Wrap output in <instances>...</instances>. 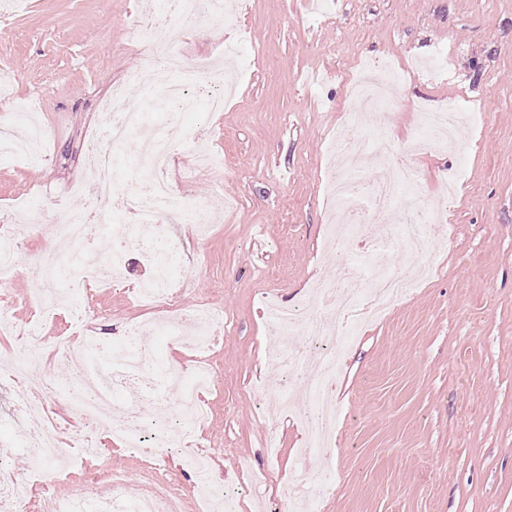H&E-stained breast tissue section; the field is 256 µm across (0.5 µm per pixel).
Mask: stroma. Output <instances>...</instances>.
<instances>
[{"instance_id":"obj_1","label":"stroma","mask_w":512,"mask_h":512,"mask_svg":"<svg viewBox=\"0 0 512 512\" xmlns=\"http://www.w3.org/2000/svg\"><path fill=\"white\" fill-rule=\"evenodd\" d=\"M226 17L180 28L175 42L132 40L147 0H0V72L13 80L0 94V131L26 106L51 141L42 164L0 159V236L18 240L15 268L0 275V313L15 326L35 318L41 281L40 234L19 208L41 199L48 223L91 204L96 185L84 158L99 107L114 86L127 100L160 98L164 73L186 79L194 107L173 130L169 176L185 196L207 200L217 220L207 235L176 225L185 305L210 301L224 332L207 359L215 386L212 415L196 431L214 483L240 493L253 512H285L283 482L305 447L308 408L280 411L270 399L287 380L267 358L262 293L269 275L285 306L303 303L338 263L397 270L398 251L331 247L322 182L324 149L346 122L345 78L367 62L393 57L403 80L397 106L366 116L404 150L418 135L416 107L454 103L467 114L455 148L411 155L418 194L448 202L447 221L430 226L437 274L382 321L354 336L336 385V447L310 461L330 476L332 495L312 512H512V0H226ZM240 46V81L223 111L209 112V91L192 81L200 61L222 62L225 43ZM442 57L443 80L418 76ZM138 71L141 84L127 83ZM201 133L222 168L188 176L187 137ZM123 285L106 287L107 268L91 272L81 302L106 342L123 338L152 312L130 296L150 277L141 251L127 254ZM62 424L72 462L46 463L30 487L107 498L113 473L140 494L172 479L181 512H197L196 474L179 447L164 463L134 456L104 438L62 403L48 402ZM37 419L0 420V462L28 471L20 434ZM90 437L105 455L85 460L72 440Z\"/></svg>"}]
</instances>
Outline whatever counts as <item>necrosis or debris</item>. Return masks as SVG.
I'll use <instances>...</instances> for the list:
<instances>
[{
    "label": "necrosis or debris",
    "instance_id": "4bbe7bcc",
    "mask_svg": "<svg viewBox=\"0 0 512 512\" xmlns=\"http://www.w3.org/2000/svg\"><path fill=\"white\" fill-rule=\"evenodd\" d=\"M376 80L360 79L349 82L348 92L357 105L350 115L357 127L351 134L338 135L329 151L335 171L328 183L339 219L331 226L329 241L333 247L344 248L354 237H363L375 249L399 248L426 255L434 248L424 231L425 225L436 224L448 216L446 202L427 204L416 197L414 169L397 158L390 143L380 130L360 127L362 111L389 109L398 101V73L386 64H378ZM103 126L99 139L103 148L91 168L97 186L96 202L91 207L71 210L64 223L55 225L54 232L61 242L57 252L43 262L44 288L36 299L44 311L55 307L51 283L66 281L72 294H83V283L73 275L74 265L93 269L105 263L116 279H125V250L132 246L146 248L156 264L170 261L178 252L173 225L194 224L206 227L214 223L215 214L207 202L185 200L168 177L171 143L168 127H154L150 117L140 107L130 105L122 90H115L102 107ZM419 126L423 135L418 146L428 149H449L455 146L457 133L465 120L463 113L446 107L418 109ZM138 140L136 157L150 173L141 190L132 198V206L142 215L161 218V225H125L118 243L106 259L93 251L92 237L107 231L112 221L110 202L120 184L119 174L127 167L126 146ZM381 144L380 168L377 174L365 171V159L370 141ZM401 204L400 224H380L379 216L393 204ZM416 287L415 274L394 270L374 278L362 276L349 265L341 263L334 276L324 278L300 305L283 307L269 304L265 312L268 339L288 371L287 386L308 405L305 416L310 441L303 448L288 477L284 492L286 501L307 496L320 499L330 484L315 477L308 464L311 456L329 450L336 434V381L341 368V351L348 336L356 334L370 317L393 308ZM141 293L146 303L161 307L162 316L153 324L154 333L178 340L200 354L209 353L214 337L224 330V314L220 309L201 304L184 307L182 289L176 288L174 277L160 273L142 283ZM298 336L310 342L336 345L326 367L316 378L301 372V350L288 346V339ZM73 340L64 336L54 341L55 354L78 356L75 372L80 382L78 390L69 393L67 404L71 412L92 426L113 425L124 436L127 449L134 454L158 455L171 447L176 438H188L201 426L208 411L197 402L196 380L213 381L210 364L198 366L191 378L170 372L166 375L167 389L182 387L175 402L157 410V429L153 436L144 437L139 408L146 398L143 381L144 338L139 328L128 331L126 341L117 349L102 347L98 336L86 334L80 350H73ZM43 353L41 336L25 332L17 349V360L11 366L15 382L16 414L20 417L46 415L47 400L62 388L59 375L32 372ZM30 475L15 472L0 464V512H179V497L169 480L152 481L140 496H130L124 479L112 481L108 500L92 494L58 495L43 493L37 502H30L26 490Z\"/></svg>",
    "mask_w": 512,
    "mask_h": 512
}]
</instances>
